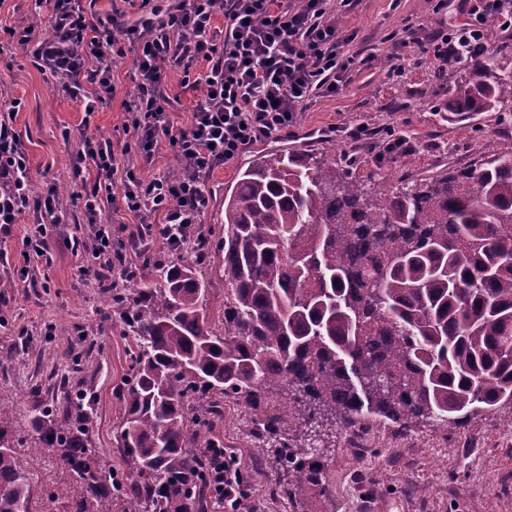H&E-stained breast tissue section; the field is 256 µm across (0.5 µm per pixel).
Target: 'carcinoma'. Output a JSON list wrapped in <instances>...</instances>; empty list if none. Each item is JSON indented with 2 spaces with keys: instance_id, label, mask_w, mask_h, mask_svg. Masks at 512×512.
I'll return each mask as SVG.
<instances>
[{
  "instance_id": "cac0c4a2",
  "label": "carcinoma",
  "mask_w": 512,
  "mask_h": 512,
  "mask_svg": "<svg viewBox=\"0 0 512 512\" xmlns=\"http://www.w3.org/2000/svg\"><path fill=\"white\" fill-rule=\"evenodd\" d=\"M442 112H512V67L461 50ZM144 256L131 288L101 277L107 315L129 337V377L112 470L92 440L95 398L61 384L0 427V512H33L18 449L69 478L66 512H207L224 507V400L256 406L288 470L287 495L323 494L324 466L285 442L290 424L365 412L409 426L512 401V146L480 166L400 178L387 195L336 159L261 156L224 198V223ZM224 290V317L209 315Z\"/></svg>"
}]
</instances>
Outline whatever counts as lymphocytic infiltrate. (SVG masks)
Instances as JSON below:
<instances>
[{"label":"lymphocytic infiltrate","instance_id":"lymphocytic-infiltrate-1","mask_svg":"<svg viewBox=\"0 0 512 512\" xmlns=\"http://www.w3.org/2000/svg\"><path fill=\"white\" fill-rule=\"evenodd\" d=\"M45 5L46 34L36 35L31 24L14 26L16 44L31 49L40 69L57 77L62 91L89 114L112 95L115 45L129 44L138 75L125 126L133 130L143 159H152L164 139L182 165L178 178L162 175L145 183L119 158L111 139L82 134L72 168L78 175L94 169L98 187L74 197L94 226L91 249L99 256L112 255L119 244L111 222L102 218L104 207L145 219L162 214L159 235L167 241L181 237L210 206L209 174L247 146L288 128L313 98L336 95L354 61L331 0H171L166 11L151 10L133 24L110 18L103 30L79 0H45ZM461 7L467 19L455 28L441 26L423 38L417 26L407 24L392 33V72H404V49L426 41L434 45L435 56L451 61L458 60L464 41L487 52L481 36L487 17L512 27V0H461ZM218 15L224 18L220 35L213 27ZM200 59L208 69L193 80L201 96L191 124L173 127L163 87L167 69L175 63L188 69ZM89 83L96 85V97L87 95ZM19 106L18 100L0 99V242L11 237L21 217L32 216L36 233L23 242L29 260L47 255L44 227L55 223L61 198L55 184L38 192L32 187L28 153L14 128ZM350 137L381 161L419 148L406 136L391 131L381 138L365 126L352 129Z\"/></svg>","mask_w":512,"mask_h":512}]
</instances>
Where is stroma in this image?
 I'll return each instance as SVG.
<instances>
[{
    "instance_id": "obj_1",
    "label": "stroma",
    "mask_w": 512,
    "mask_h": 512,
    "mask_svg": "<svg viewBox=\"0 0 512 512\" xmlns=\"http://www.w3.org/2000/svg\"><path fill=\"white\" fill-rule=\"evenodd\" d=\"M436 5V0H353L341 8L339 26L356 55L346 87L335 96L314 99L292 126L215 168L208 179L211 204L199 232L223 221L225 192L238 172L261 155L328 158L350 149L357 157L355 175L383 193L399 177L470 168L486 159L490 144H512V116L476 112L463 120L438 111L445 90L431 84L430 74L441 64L439 58L406 49V72L389 75V36L404 22H463L458 0H448L444 15ZM135 79V54L128 49L112 69L111 98L94 113H85L79 102L57 90L56 79L0 31V94L21 103L15 127L26 145L33 182L55 183L64 197L58 223L47 227L54 243L48 258L31 262L23 283L8 284L0 273V350H15L11 362L0 369V405L11 409L15 428H25L34 400L51 401L54 377L68 375L72 386L94 392L93 439L116 469L123 466L115 435L122 419L130 341L102 312L104 293L95 274L102 260L70 247L71 241H86L90 233L87 217L71 198L70 161L85 127L109 137L115 149L129 142L124 112ZM164 90L170 97L171 122L186 127L199 92L184 82L182 66L168 69ZM360 124L381 134L395 129L419 140L422 148L394 162H376L365 147L351 146L345 135ZM84 266L92 268V275L81 274ZM82 335L95 343L97 368L89 380L67 374L62 357ZM255 417L244 402L224 404V451L236 456L248 480L249 512H512L511 402L478 409L448 424L423 420L405 428L367 414L349 424L323 419L313 432L289 425V444L313 449L326 467V493L304 509L288 499V472L273 453L263 451Z\"/></svg>"
}]
</instances>
